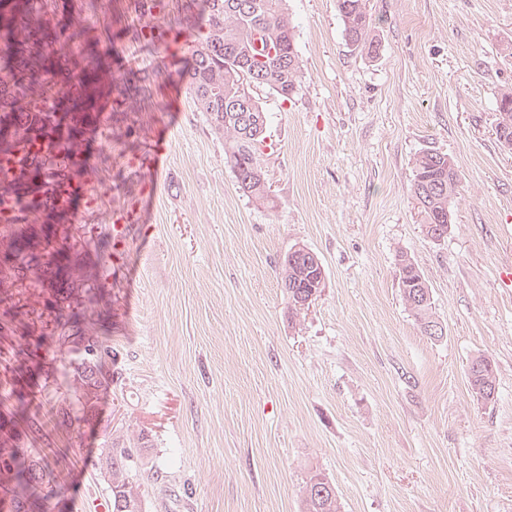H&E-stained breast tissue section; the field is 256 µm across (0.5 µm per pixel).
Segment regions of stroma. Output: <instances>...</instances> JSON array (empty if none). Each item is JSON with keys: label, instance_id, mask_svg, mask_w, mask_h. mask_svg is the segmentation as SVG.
Returning <instances> with one entry per match:
<instances>
[{"label": "stroma", "instance_id": "1", "mask_svg": "<svg viewBox=\"0 0 512 512\" xmlns=\"http://www.w3.org/2000/svg\"><path fill=\"white\" fill-rule=\"evenodd\" d=\"M288 5L304 78L287 102L258 92L265 204L238 190L223 136L178 76L189 47L133 40L135 0L57 6L68 49L93 41L110 60L86 72L95 101L131 70L151 75L153 97L136 121L105 112L78 136L99 199L68 211L60 264L101 281L84 301L109 345L93 413L74 394L82 352L58 351L26 314L56 290L14 289L0 331V423L13 445L61 458L68 492L51 512L105 497L108 432L146 436L145 468L163 475L148 512H302L313 470L341 512H512V288L499 281L512 264V150L495 135L496 101L512 92V0H368L374 59L347 46L336 0ZM158 134L169 154L156 172ZM427 150L460 179L438 241L411 204ZM298 245L319 255L325 287L292 322L280 278ZM402 254L432 291L440 338L401 296ZM477 356L496 377L487 405L467 380Z\"/></svg>", "mask_w": 512, "mask_h": 512}]
</instances>
